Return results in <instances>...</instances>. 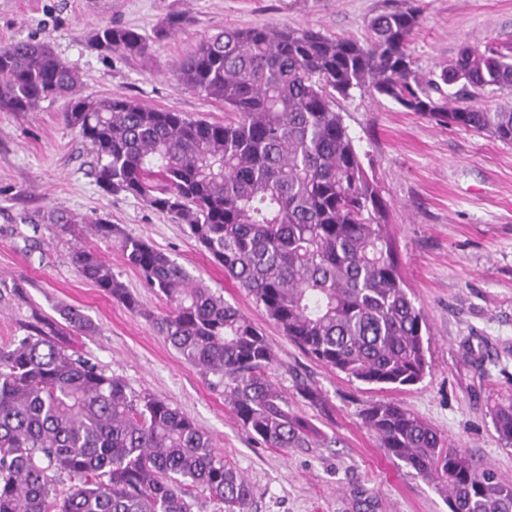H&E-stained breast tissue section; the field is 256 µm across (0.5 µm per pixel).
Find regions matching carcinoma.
Segmentation results:
<instances>
[{"instance_id": "cac0c4a2", "label": "carcinoma", "mask_w": 512, "mask_h": 512, "mask_svg": "<svg viewBox=\"0 0 512 512\" xmlns=\"http://www.w3.org/2000/svg\"><path fill=\"white\" fill-rule=\"evenodd\" d=\"M422 10L405 3L370 18L362 39L308 28H226L202 38L174 68L177 82L224 105L222 123L115 94L89 99L78 72L40 40L0 45V112L65 101V120L96 156L108 194L145 201L188 227L224 275L246 289L288 339L323 365L368 385H414L429 368L425 315L404 279L390 205L369 176L336 98L358 90L440 125L512 144V109L461 105L512 91V42L463 45L440 72L409 52ZM97 49L146 59L134 28L103 25ZM76 241L81 275L135 312L140 300L85 233L121 238L126 261L169 310L143 312L189 364L224 380L236 418L269 448H309L319 429L288 408L272 382L265 336L167 253L123 237L107 221L52 215ZM75 334L93 330L67 307ZM364 424L393 458L448 488L451 512H512V484L479 468L416 415L371 403ZM512 445V404L493 410ZM67 490L58 493L61 478ZM202 488L244 512L251 488L214 456L208 435L168 400L133 392L33 326L0 344V512H192Z\"/></svg>"}]
</instances>
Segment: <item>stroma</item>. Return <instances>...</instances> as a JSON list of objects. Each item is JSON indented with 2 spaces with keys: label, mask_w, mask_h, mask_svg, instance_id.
I'll use <instances>...</instances> for the list:
<instances>
[{
  "label": "stroma",
  "mask_w": 512,
  "mask_h": 512,
  "mask_svg": "<svg viewBox=\"0 0 512 512\" xmlns=\"http://www.w3.org/2000/svg\"><path fill=\"white\" fill-rule=\"evenodd\" d=\"M399 0H0V44L49 42L79 73L83 95L123 94L158 108L223 122V105L184 89L172 67L203 37L225 28L276 24L362 39L374 15ZM423 22L409 51L423 71H440L465 43L512 39V0H419ZM187 23L155 39L169 16ZM153 37L149 61L91 43L106 24ZM337 109L362 160L391 205V233L404 278L428 324L429 368L397 389L349 380L283 335L247 290L201 252L185 225L142 201L103 192L96 158L64 118L63 101L32 112H0V342L30 324L54 325L81 309L94 328L70 343L137 393L167 399L209 436L215 455L252 489L247 512H450L448 492L388 455L363 423L373 401H394L434 427L447 444L512 483V446L495 431L492 409L512 402V145L440 126L384 98L356 93ZM117 225L151 241L243 312L266 336L273 383L291 411L321 431L309 448L266 447L238 421L216 376L186 363L154 331L145 311L163 300L128 265L118 239L86 238L135 293V313L85 280L74 242L51 213ZM315 388L313 405L298 390Z\"/></svg>",
  "instance_id": "stroma-1"
}]
</instances>
